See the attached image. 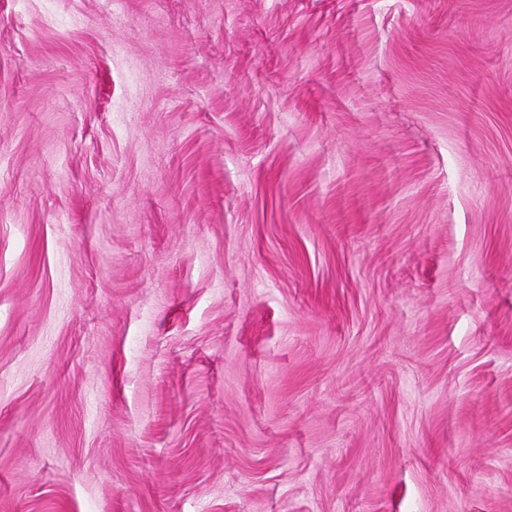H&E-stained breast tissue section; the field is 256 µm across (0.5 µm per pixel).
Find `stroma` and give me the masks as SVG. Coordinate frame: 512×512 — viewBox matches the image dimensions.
<instances>
[{
    "mask_svg": "<svg viewBox=\"0 0 512 512\" xmlns=\"http://www.w3.org/2000/svg\"><path fill=\"white\" fill-rule=\"evenodd\" d=\"M0 512H512V0H0Z\"/></svg>",
    "mask_w": 512,
    "mask_h": 512,
    "instance_id": "stroma-1",
    "label": "stroma"
}]
</instances>
